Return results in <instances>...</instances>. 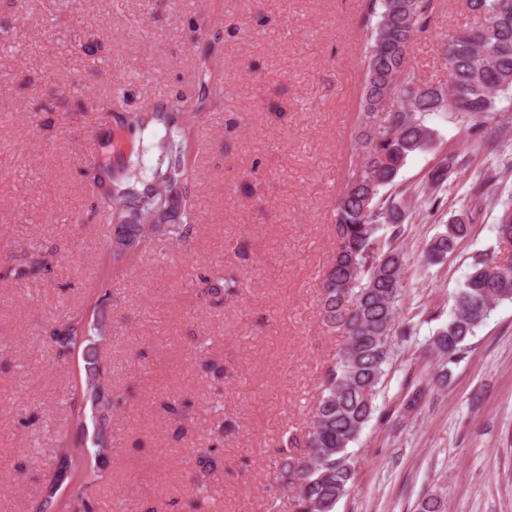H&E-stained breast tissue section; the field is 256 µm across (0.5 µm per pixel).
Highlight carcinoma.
<instances>
[{"label":"carcinoma","mask_w":512,"mask_h":512,"mask_svg":"<svg viewBox=\"0 0 512 512\" xmlns=\"http://www.w3.org/2000/svg\"><path fill=\"white\" fill-rule=\"evenodd\" d=\"M480 19L477 26L448 36V87L421 85L408 72V55L425 31L435 0H367L361 24L365 30L364 88L359 102L353 150L356 170L336 198V253L322 282L320 317L331 334L343 337L324 367L306 429L292 433L278 450L275 482L292 494V512H336L354 485L350 451L378 412L398 352L391 331L404 296L405 254L399 240L405 213L392 193L407 160L436 136L429 117L446 112L469 135H482V150L494 153L512 135V120L498 119L497 100L512 95V0H466ZM201 104L178 98L156 112H128L121 124L137 134L159 126L153 144L157 163L149 181L132 175L134 163L114 166L92 162L97 206L112 225V266L119 267L153 240L182 242L196 223L186 188L193 180L187 163L188 142ZM455 160L448 157L426 175L421 193L435 205ZM512 178V165L490 166L474 189L480 198ZM472 219L461 215L426 245L429 264L452 254L470 232ZM494 230L512 243V194L501 201ZM512 300V256L490 252L472 257L470 272L455 295L454 308L430 338L439 357V378L464 359L467 340L494 311ZM107 335L103 306L92 313L64 315L53 321L49 342L58 361L68 362L87 349L79 392L68 401L75 430L83 435L69 467L76 477L64 508L100 512L90 492L105 474L112 454V391L97 349Z\"/></svg>","instance_id":"obj_1"}]
</instances>
